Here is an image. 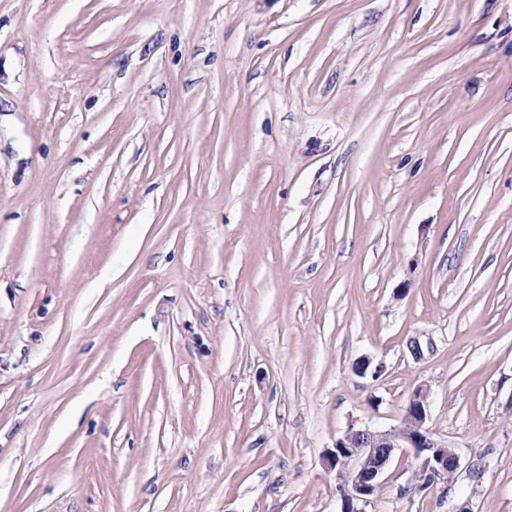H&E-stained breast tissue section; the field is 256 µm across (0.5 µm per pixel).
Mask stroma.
I'll return each instance as SVG.
<instances>
[{"instance_id":"stroma-1","label":"stroma","mask_w":512,"mask_h":512,"mask_svg":"<svg viewBox=\"0 0 512 512\" xmlns=\"http://www.w3.org/2000/svg\"><path fill=\"white\" fill-rule=\"evenodd\" d=\"M419 386L365 512H512V0H0V512H340ZM429 402L426 390L416 388L404 408L401 422L387 430L350 425L323 454L333 474L342 502L341 512H365L380 490L394 457L409 452L417 461L412 481L425 488L436 480L451 478L461 458L427 426Z\"/></svg>"}]
</instances>
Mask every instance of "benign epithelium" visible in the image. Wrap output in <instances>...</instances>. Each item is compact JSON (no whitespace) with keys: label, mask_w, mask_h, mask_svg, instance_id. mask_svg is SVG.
<instances>
[{"label":"benign epithelium","mask_w":512,"mask_h":512,"mask_svg":"<svg viewBox=\"0 0 512 512\" xmlns=\"http://www.w3.org/2000/svg\"><path fill=\"white\" fill-rule=\"evenodd\" d=\"M426 390L416 388L404 408L401 422L387 430L351 425L326 449L323 458L333 475L342 502L341 512H365L380 490L384 476L398 452H409L417 461L412 481L425 488L436 480L451 478L461 458L427 426Z\"/></svg>","instance_id":"1"}]
</instances>
